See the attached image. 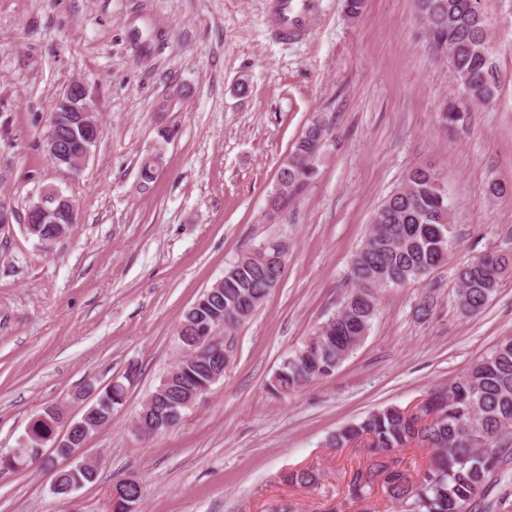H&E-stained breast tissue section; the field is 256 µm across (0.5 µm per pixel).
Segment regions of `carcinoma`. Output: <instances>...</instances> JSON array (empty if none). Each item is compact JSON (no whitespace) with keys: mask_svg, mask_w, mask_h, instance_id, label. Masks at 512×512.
<instances>
[{"mask_svg":"<svg viewBox=\"0 0 512 512\" xmlns=\"http://www.w3.org/2000/svg\"><path fill=\"white\" fill-rule=\"evenodd\" d=\"M419 20L433 48L448 65V72L461 86L465 99L442 109L452 125L467 122L474 104L496 103L500 75L494 60L490 27L481 0H416ZM331 130L326 114H316L305 126L288 158L278 171L277 188L271 194L274 209L288 208L316 174V160ZM456 241L452 206L440 174L431 167L411 168L377 208L370 228L351 261L353 286L332 316L316 327L283 362L269 380V392L278 397L309 382L333 375L364 342L377 310V289L403 286L428 275L445 261ZM285 247L269 239L241 255L224 270V288L206 289L184 314L177 336L191 347L198 327L224 328L222 351L206 359L185 361L177 372L167 373L145 399L138 417L145 435L174 427L181 402L192 392L214 384L212 376L233 357V336L267 302L284 272L278 257ZM512 270V253L475 255L458 268L457 298L470 313L480 312L496 292L502 276ZM115 379L96 400L97 411L87 425L105 426L112 411L123 406L126 381ZM25 431L24 440L13 449L15 463L31 464L40 457V447L62 417L57 408L42 411ZM366 439L374 461L350 477V494L361 498L372 491L376 478L384 477L390 497L401 512H488L496 490L512 471V337L498 341L448 386L427 394L414 410L386 406L337 429L329 443L344 448ZM411 444L426 446L433 457L416 479L398 470L390 455ZM98 472L78 464L60 472L58 495L97 480ZM280 481L310 489L321 487V473L314 468L291 469ZM144 488L127 484L118 512L139 503Z\"/></svg>","mask_w":512,"mask_h":512,"instance_id":"carcinoma-1","label":"carcinoma"}]
</instances>
